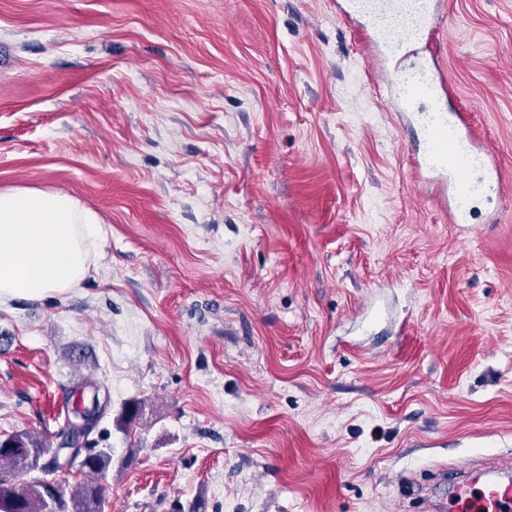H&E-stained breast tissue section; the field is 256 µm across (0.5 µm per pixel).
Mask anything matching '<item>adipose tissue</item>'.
<instances>
[{"mask_svg":"<svg viewBox=\"0 0 512 512\" xmlns=\"http://www.w3.org/2000/svg\"><path fill=\"white\" fill-rule=\"evenodd\" d=\"M100 228L99 216L71 195L0 189V301H42L78 287Z\"/></svg>","mask_w":512,"mask_h":512,"instance_id":"1","label":"adipose tissue"}]
</instances>
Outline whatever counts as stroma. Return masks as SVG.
<instances>
[{"label":"stroma","mask_w":512,"mask_h":512,"mask_svg":"<svg viewBox=\"0 0 512 512\" xmlns=\"http://www.w3.org/2000/svg\"><path fill=\"white\" fill-rule=\"evenodd\" d=\"M444 13L500 171L466 224L351 0H0V189L102 221L90 278L0 303V437L106 389L102 512H424L411 478L512 454V0Z\"/></svg>","instance_id":"35a3bbf8"}]
</instances>
